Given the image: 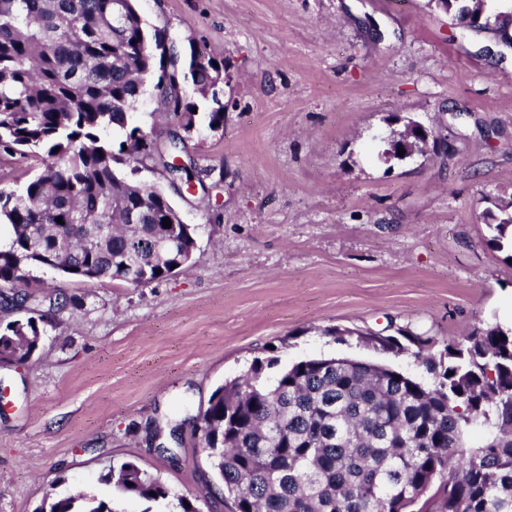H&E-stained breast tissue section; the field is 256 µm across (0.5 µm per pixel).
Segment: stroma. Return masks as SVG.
Masks as SVG:
<instances>
[{"mask_svg": "<svg viewBox=\"0 0 512 512\" xmlns=\"http://www.w3.org/2000/svg\"><path fill=\"white\" fill-rule=\"evenodd\" d=\"M148 28L224 60V128L197 117L183 160L201 184L159 173L196 229L188 271L132 287L35 268L82 299L44 323L39 349L0 364V512L49 490L114 512H234L210 482L192 419L255 359L378 363L421 382L411 354L360 342L409 330L434 350L512 328V260L487 243L488 200L512 197V50L427 0H135ZM415 120L437 154L384 156ZM346 331L345 340L329 336ZM179 437H171L172 427ZM126 461L159 477L147 504L101 482Z\"/></svg>", "mask_w": 512, "mask_h": 512, "instance_id": "obj_1", "label": "stroma"}]
</instances>
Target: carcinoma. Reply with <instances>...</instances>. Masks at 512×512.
I'll list each match as a JSON object with an SVG mask.
<instances>
[{"mask_svg":"<svg viewBox=\"0 0 512 512\" xmlns=\"http://www.w3.org/2000/svg\"><path fill=\"white\" fill-rule=\"evenodd\" d=\"M163 30L148 29L132 0H0V160L35 158L41 170L17 194L0 189V308L83 306L29 291L45 253L80 280L147 285L170 276L194 246L188 224L163 227L174 207L132 176L144 162L192 185L172 158L183 141L158 144L135 121L146 85L159 109L193 131L199 104L208 127H224V60L175 58ZM194 87L188 98L184 83ZM63 218L58 223L56 218ZM488 244L512 250V202L483 211ZM176 241L169 256L155 238ZM41 330L32 318L0 328V362L28 359ZM367 343L409 352L432 375L424 384L387 366L334 358L299 361L275 378L270 359L218 387L194 420L197 447L213 458L235 512H512V330L493 326L431 352L430 338L361 333ZM485 441L466 445L474 427ZM101 481L157 502L159 478L132 461ZM39 512H114L112 501L49 492Z\"/></svg>","mask_w":512,"mask_h":512,"instance_id":"cac0c4a2","label":"carcinoma"}]
</instances>
